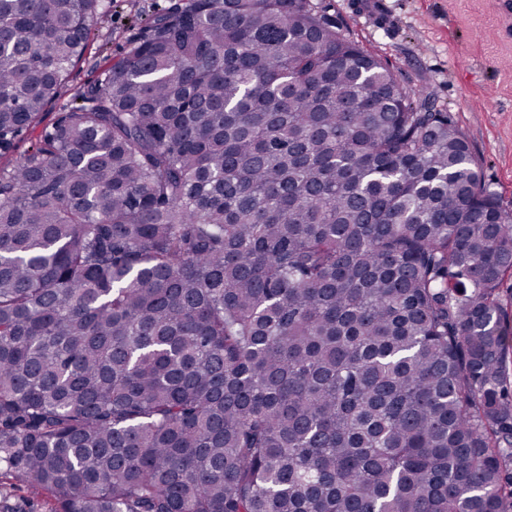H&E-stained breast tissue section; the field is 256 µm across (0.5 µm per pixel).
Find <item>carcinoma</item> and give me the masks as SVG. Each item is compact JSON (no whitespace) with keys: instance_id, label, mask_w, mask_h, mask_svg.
I'll return each mask as SVG.
<instances>
[{"instance_id":"cac0c4a2","label":"carcinoma","mask_w":512,"mask_h":512,"mask_svg":"<svg viewBox=\"0 0 512 512\" xmlns=\"http://www.w3.org/2000/svg\"><path fill=\"white\" fill-rule=\"evenodd\" d=\"M0 0V477L51 512H512V215L312 0ZM171 4L172 0H113L112 12L96 24L88 48L71 68L59 99L44 111L45 123L52 122L74 92L95 80L101 70L141 35L152 18L165 12Z\"/></svg>"}]
</instances>
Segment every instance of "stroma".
I'll use <instances>...</instances> for the list:
<instances>
[{"mask_svg": "<svg viewBox=\"0 0 512 512\" xmlns=\"http://www.w3.org/2000/svg\"><path fill=\"white\" fill-rule=\"evenodd\" d=\"M347 39L376 54L398 79L450 113L512 214V0H316ZM172 0H113L71 68L53 121Z\"/></svg>", "mask_w": 512, "mask_h": 512, "instance_id": "1", "label": "stroma"}]
</instances>
